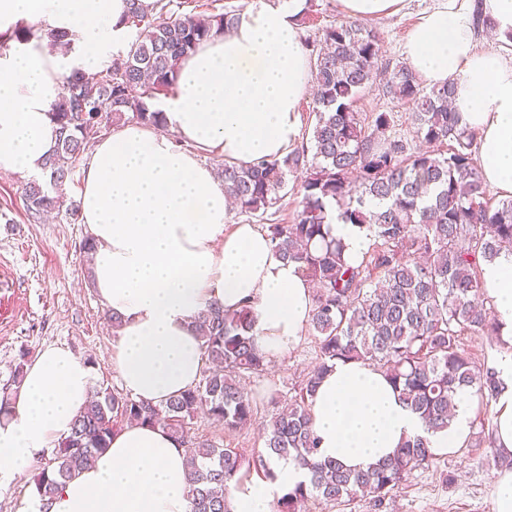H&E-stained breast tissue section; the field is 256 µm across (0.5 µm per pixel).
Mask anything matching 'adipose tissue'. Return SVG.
<instances>
[{
    "label": "adipose tissue",
    "mask_w": 512,
    "mask_h": 512,
    "mask_svg": "<svg viewBox=\"0 0 512 512\" xmlns=\"http://www.w3.org/2000/svg\"><path fill=\"white\" fill-rule=\"evenodd\" d=\"M305 0L272 7L252 0L233 28L204 42L177 69L176 93L161 106L165 128L129 124L100 140L83 167L80 221L93 243L90 285L122 322L112 366L124 390L155 405L195 386L204 365L192 327L208 304L249 307L258 349L275 358L298 341L313 292L297 264L279 259L254 225L224 226L230 204L199 155L250 163L281 156L298 137L297 107L310 84L297 14ZM127 0H0V35L20 26L28 41L0 54V174L33 176L55 143L49 112L64 75L98 70L127 36ZM68 32L69 53L49 44ZM407 58L427 85L456 80L452 107L478 135L483 177L512 195V57L481 51L472 36L469 0H443L409 34ZM506 349L494 406L499 452L512 454V256L484 266ZM93 370L63 345L46 347L25 368L8 414L0 416V495L67 436L87 404ZM474 399L457 397L447 430L430 435L433 453L465 445ZM319 455L365 468L422 433L383 373L339 362L311 401ZM275 478L230 488L232 512H273L278 497L306 472L272 461ZM21 512H191L186 454L166 430L126 425L109 448L59 486L50 510L41 501Z\"/></svg>",
    "instance_id": "ef3b65f1"
}]
</instances>
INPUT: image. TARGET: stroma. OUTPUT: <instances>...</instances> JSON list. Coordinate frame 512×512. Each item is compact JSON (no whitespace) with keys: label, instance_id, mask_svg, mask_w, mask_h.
<instances>
[{"label":"stroma","instance_id":"obj_1","mask_svg":"<svg viewBox=\"0 0 512 512\" xmlns=\"http://www.w3.org/2000/svg\"><path fill=\"white\" fill-rule=\"evenodd\" d=\"M439 0H404L393 14L367 20L381 39L385 59L406 60L411 28ZM25 178L0 177V391L12 385V372L20 351L36 358L50 345L68 346L94 370V384L121 389L110 354L114 333L108 313L91 288L83 243L86 225L62 212L30 221L24 199ZM316 342L303 332L299 342L281 359L272 360L267 372L247 380L246 389L258 404L255 421L228 433L207 420L197 422L198 437L219 446L259 448L263 428L288 403L294 388L312 369ZM279 392L278 404L266 399L268 389ZM487 447H464L438 456L434 465L414 471L395 488L382 506L360 497L345 508L321 502L309 512H492L491 491L498 464L486 458Z\"/></svg>","mask_w":512,"mask_h":512}]
</instances>
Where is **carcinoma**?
I'll return each instance as SVG.
<instances>
[{
	"label": "carcinoma",
	"instance_id": "obj_1",
	"mask_svg": "<svg viewBox=\"0 0 512 512\" xmlns=\"http://www.w3.org/2000/svg\"><path fill=\"white\" fill-rule=\"evenodd\" d=\"M185 4L128 0L126 25L137 36L127 49L97 76L75 69L63 78L51 105L58 138L43 162L49 182L35 178L25 187L32 219L60 207L53 190L73 177V163L96 142L102 124L164 126L154 100L174 88L176 62L237 19L233 9L197 15L184 11ZM310 47V144L279 158L224 161L219 168L238 213L261 220L285 198L288 176L300 180L293 223L267 225L275 254L297 264L314 285L308 329L317 361L293 403L266 424L260 449L221 448L193 433L201 415L228 432L251 425L258 405L244 383L269 364L255 346L250 309L226 313L211 303L194 320L206 364L196 386L159 406L93 388L54 457L33 474L43 506L132 421L166 428L185 449L192 512H231L229 484L254 476L272 480L271 461L281 458L306 470L307 481L282 495L276 512H304L312 499L336 506L369 496L381 503L433 464L428 435L448 429L458 392L471 390L481 411L496 401V370L476 362L459 336L470 332L500 344L494 307L483 297L482 265L512 254V197L490 196L475 158L476 135L448 108L457 82L429 87L407 62L384 60L379 35L358 19L325 27ZM374 85L411 105V135L397 128L392 112L354 108ZM335 219L366 228L374 240L355 265L330 235ZM351 360L382 370L424 426V434L407 439L393 457L362 470L317 456L310 414L319 380L336 362ZM478 439L497 456L492 422L479 420Z\"/></svg>",
	"mask_w": 512,
	"mask_h": 512
}]
</instances>
